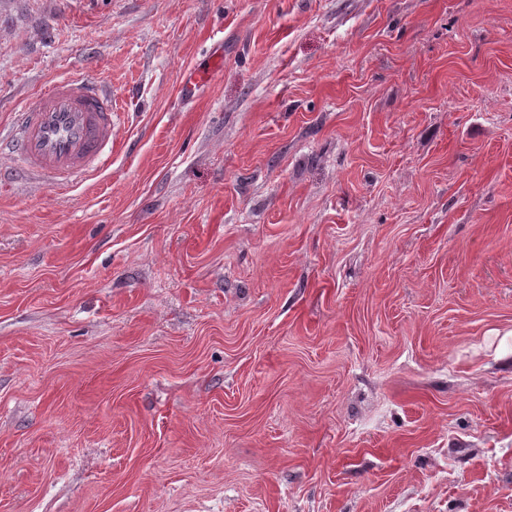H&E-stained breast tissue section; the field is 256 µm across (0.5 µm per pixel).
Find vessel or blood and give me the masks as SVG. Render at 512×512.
Returning a JSON list of instances; mask_svg holds the SVG:
<instances>
[{"mask_svg": "<svg viewBox=\"0 0 512 512\" xmlns=\"http://www.w3.org/2000/svg\"><path fill=\"white\" fill-rule=\"evenodd\" d=\"M215 75L212 69L191 72L182 97L193 99ZM114 109L111 93L90 76L74 73L53 82L12 118L24 170L61 187L103 169L112 155Z\"/></svg>", "mask_w": 512, "mask_h": 512, "instance_id": "obj_1", "label": "vessel or blood"}]
</instances>
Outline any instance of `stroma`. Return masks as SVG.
Instances as JSON below:
<instances>
[{
    "mask_svg": "<svg viewBox=\"0 0 512 512\" xmlns=\"http://www.w3.org/2000/svg\"><path fill=\"white\" fill-rule=\"evenodd\" d=\"M73 72L105 169L0 152V512H512V0H0V137ZM217 73L215 68L209 70H194L183 81L181 85V95L186 100L193 99L196 96V91L201 86L212 80Z\"/></svg>",
    "mask_w": 512,
    "mask_h": 512,
    "instance_id": "35a3bbf8",
    "label": "stroma"
}]
</instances>
